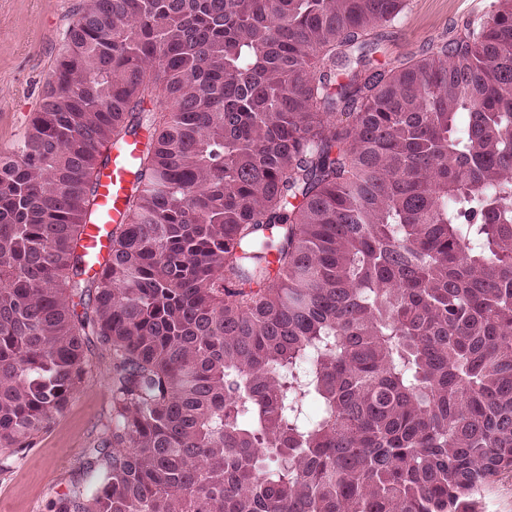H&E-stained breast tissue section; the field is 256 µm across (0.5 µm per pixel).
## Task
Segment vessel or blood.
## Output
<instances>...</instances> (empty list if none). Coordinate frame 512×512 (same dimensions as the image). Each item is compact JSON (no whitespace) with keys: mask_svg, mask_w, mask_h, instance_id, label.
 <instances>
[{"mask_svg":"<svg viewBox=\"0 0 512 512\" xmlns=\"http://www.w3.org/2000/svg\"><path fill=\"white\" fill-rule=\"evenodd\" d=\"M110 162L100 175L96 202L98 219L85 227L81 240L90 271L100 269V262L108 250V240L101 231V221L119 218L125 209V199L132 178V169L138 156V148L127 144L119 150H110Z\"/></svg>","mask_w":512,"mask_h":512,"instance_id":"obj_1","label":"vessel or blood"}]
</instances>
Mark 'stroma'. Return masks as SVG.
Segmentation results:
<instances>
[{"instance_id": "stroma-1", "label": "stroma", "mask_w": 512, "mask_h": 512, "mask_svg": "<svg viewBox=\"0 0 512 512\" xmlns=\"http://www.w3.org/2000/svg\"><path fill=\"white\" fill-rule=\"evenodd\" d=\"M82 0H0V145L21 135L44 95L65 32ZM496 0H409L385 29L382 64L418 53L431 39L489 14ZM91 370L69 407L12 467L0 471V512H48L49 500L84 482L83 450L110 411L109 358L91 352Z\"/></svg>"}]
</instances>
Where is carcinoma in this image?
Masks as SVG:
<instances>
[{
	"mask_svg": "<svg viewBox=\"0 0 512 512\" xmlns=\"http://www.w3.org/2000/svg\"><path fill=\"white\" fill-rule=\"evenodd\" d=\"M408 2L74 14L0 148V470L110 360L93 484L50 512H476L512 473V0L373 64ZM110 162L100 175L96 202L97 220L86 224L81 246L91 273L100 270L102 257L108 250V240L101 231L103 220L118 219L125 209V199L132 178V169L138 156V146L130 140L121 150L104 147Z\"/></svg>",
	"mask_w": 512,
	"mask_h": 512,
	"instance_id": "1",
	"label": "carcinoma"
}]
</instances>
